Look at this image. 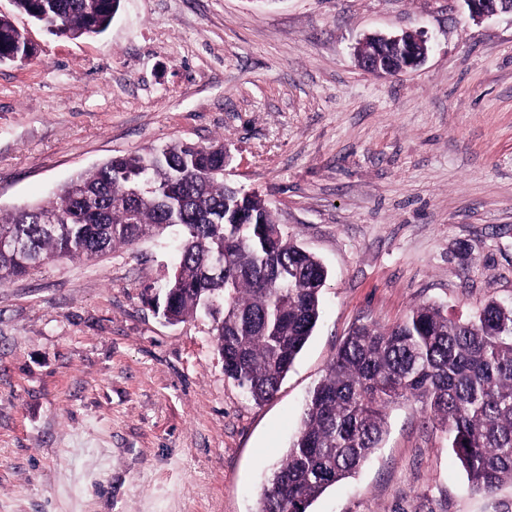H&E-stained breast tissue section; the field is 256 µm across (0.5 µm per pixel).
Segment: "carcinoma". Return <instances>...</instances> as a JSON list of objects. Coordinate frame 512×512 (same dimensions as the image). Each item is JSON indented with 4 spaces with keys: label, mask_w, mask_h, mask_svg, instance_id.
Listing matches in <instances>:
<instances>
[{
    "label": "carcinoma",
    "mask_w": 512,
    "mask_h": 512,
    "mask_svg": "<svg viewBox=\"0 0 512 512\" xmlns=\"http://www.w3.org/2000/svg\"><path fill=\"white\" fill-rule=\"evenodd\" d=\"M59 36L100 34L120 0H13ZM27 43L0 15V61ZM153 190L133 196L135 183ZM177 238L164 316L215 323L224 374L256 403L278 392L316 328L328 271L288 238L257 195L224 183V143L175 142L114 157L54 199L0 213V283L60 259L93 260L145 237ZM217 255L224 267L210 270ZM410 401L448 432L473 490L512 483V304L489 301L452 318L420 305L396 324L354 326L310 392L298 436L260 492L256 512H308L381 447L388 410Z\"/></svg>",
    "instance_id": "1"
}]
</instances>
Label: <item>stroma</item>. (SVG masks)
<instances>
[{
  "instance_id": "1",
  "label": "stroma",
  "mask_w": 512,
  "mask_h": 512,
  "mask_svg": "<svg viewBox=\"0 0 512 512\" xmlns=\"http://www.w3.org/2000/svg\"><path fill=\"white\" fill-rule=\"evenodd\" d=\"M0 63V210L175 141H223L225 182L328 269L321 320L273 399L224 374L213 322L148 304L173 260L147 238L0 286V512H254L350 329L422 304L512 302V15L464 0H121L101 35ZM423 32L378 76L369 34ZM310 512H512L471 489L444 429L388 412L384 448ZM413 34V38L409 37L410 34H403L398 36H375L380 39L379 52L370 54L363 58L361 66L376 75H395L405 72L417 67L427 57L430 47L427 39L422 32H404ZM390 52H396L402 56L406 61V66L402 72L395 73L388 68L387 55Z\"/></svg>"
}]
</instances>
